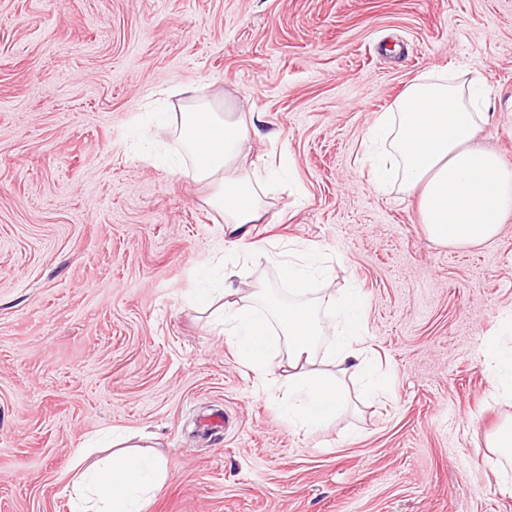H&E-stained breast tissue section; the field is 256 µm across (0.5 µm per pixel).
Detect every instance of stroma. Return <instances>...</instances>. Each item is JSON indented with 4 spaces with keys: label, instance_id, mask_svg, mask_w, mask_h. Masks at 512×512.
<instances>
[{
    "label": "stroma",
    "instance_id": "obj_1",
    "mask_svg": "<svg viewBox=\"0 0 512 512\" xmlns=\"http://www.w3.org/2000/svg\"><path fill=\"white\" fill-rule=\"evenodd\" d=\"M451 68L481 76L476 143L512 164V0H0V512H70L72 454L107 431L166 464L145 512H512L486 446L512 406L484 366L512 318V221L444 246L369 175L378 114ZM207 101L261 115L243 163L283 170L250 227L264 256L148 157H186L182 115ZM301 245L316 287L364 298L388 375L379 396L345 379L310 433L195 299L289 294Z\"/></svg>",
    "mask_w": 512,
    "mask_h": 512
}]
</instances>
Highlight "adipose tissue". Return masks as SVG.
Returning a JSON list of instances; mask_svg holds the SVG:
<instances>
[{"label":"adipose tissue","instance_id":"ef3b65f1","mask_svg":"<svg viewBox=\"0 0 512 512\" xmlns=\"http://www.w3.org/2000/svg\"><path fill=\"white\" fill-rule=\"evenodd\" d=\"M487 114L474 82L451 74H422L409 83L393 109L380 113L373 137H384L388 151L374 168V184L396 178L403 192L418 198L426 234L452 247H473L497 237L512 218V167L475 143ZM260 117L246 119L207 103L184 113L181 137L193 156L190 177L212 190L209 203L221 210L235 247L250 249L240 231L264 213L259 172L244 167L245 143L260 136ZM224 333L241 361L266 376L279 353L295 374L279 407L290 427L312 431L335 417L344 404L343 377L364 370L366 307L362 297L347 302L320 295L315 302L278 306L262 314L243 300L226 301ZM335 330L329 355L335 373L315 368L320 343ZM127 438L113 437L114 452L91 464L77 452L68 489L74 512H142L163 487L168 473L161 458L125 451Z\"/></svg>","mask_w":512,"mask_h":512}]
</instances>
